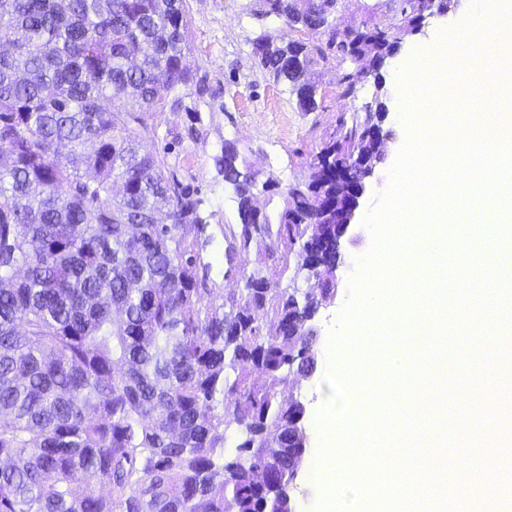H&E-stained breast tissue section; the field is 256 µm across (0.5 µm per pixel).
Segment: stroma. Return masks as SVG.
Segmentation results:
<instances>
[{"instance_id":"1","label":"stroma","mask_w":512,"mask_h":512,"mask_svg":"<svg viewBox=\"0 0 512 512\" xmlns=\"http://www.w3.org/2000/svg\"><path fill=\"white\" fill-rule=\"evenodd\" d=\"M248 3L249 0H186L189 25L185 64L196 76L206 77L217 97L210 105L202 106L203 122L197 137L178 133L174 116L166 112L155 116L154 131L143 142L145 150L164 155L169 169L190 184L201 201L207 232L213 237L203 257L213 265V297L218 302L242 286L239 271L229 269L222 255V227L233 223L235 217L232 193L219 181L214 165L223 141H236L254 170L286 185L303 177L306 162L334 132L339 121L362 114L366 103L382 96L388 106L384 123L388 138L381 147V159L359 209L360 214H367L386 189L389 171L406 140L407 132L400 121L403 101L399 72L416 52L433 50L441 32L463 24L472 0H460L454 11L431 20L422 32L406 38L381 68L380 79L363 82L356 98L344 99L338 94L337 85L347 70L345 63L332 58L320 64L317 68L319 109L315 112L298 111L294 95L258 67L251 41L264 23L249 13ZM392 7L391 0H340L337 21L343 26L364 20L384 24L393 13ZM371 245V231L363 222L350 226L336 270V297L320 310L313 322L315 369L292 388L306 407L303 424L308 434V448L294 491L296 512H315L323 491L311 471L323 460L317 414L330 395L325 383L327 342L347 301L348 283L356 271V260Z\"/></svg>"}]
</instances>
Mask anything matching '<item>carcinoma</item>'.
<instances>
[{
    "instance_id": "cac0c4a2",
    "label": "carcinoma",
    "mask_w": 512,
    "mask_h": 512,
    "mask_svg": "<svg viewBox=\"0 0 512 512\" xmlns=\"http://www.w3.org/2000/svg\"><path fill=\"white\" fill-rule=\"evenodd\" d=\"M260 2L263 17L297 21L289 0ZM334 2L312 0L307 40L251 41L301 112L318 109L314 66L398 51L431 7L393 0L388 26L343 34L322 19ZM187 26L185 0H0V41L21 49L0 54V512H295L304 455L291 448L307 434L288 377L312 371L309 322L336 296L329 273L300 289L301 249L336 223V169L354 148L380 157L339 121L301 180L263 182L272 216L224 141L215 168L236 204L224 256H256L215 304L199 200L141 151L159 112L185 113L190 136L202 124L184 104L207 93L184 64ZM363 80L346 73L339 95ZM112 92L129 108H104Z\"/></svg>"
}]
</instances>
